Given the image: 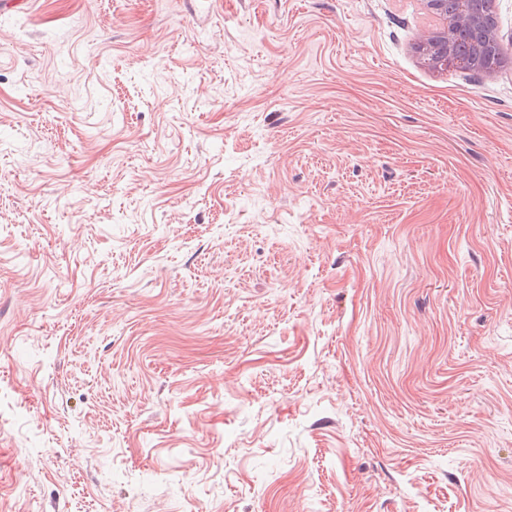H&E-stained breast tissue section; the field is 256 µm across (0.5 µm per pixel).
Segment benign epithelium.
Segmentation results:
<instances>
[{
  "label": "benign epithelium",
  "mask_w": 512,
  "mask_h": 512,
  "mask_svg": "<svg viewBox=\"0 0 512 512\" xmlns=\"http://www.w3.org/2000/svg\"><path fill=\"white\" fill-rule=\"evenodd\" d=\"M427 9L439 20L436 29L421 31L415 41V47L430 58V64L439 69H448V56L451 52L452 30L459 25H466L476 30L483 40L474 44L475 51L480 53L486 44L503 48L502 36L498 29L485 30V25L478 8V2H473L471 9L462 14L460 19L448 18L447 0H426Z\"/></svg>",
  "instance_id": "7a95c632"
}]
</instances>
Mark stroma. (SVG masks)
<instances>
[{
  "label": "stroma",
  "instance_id": "stroma-1",
  "mask_svg": "<svg viewBox=\"0 0 512 512\" xmlns=\"http://www.w3.org/2000/svg\"><path fill=\"white\" fill-rule=\"evenodd\" d=\"M437 26L0 10V512H512V45ZM478 1L479 0H475L471 9L463 13L460 19L448 18L446 9L447 0L424 1L426 2L427 9L439 20V28L422 30L415 41L414 47L415 49L418 48L430 58L429 63L434 68L447 70L448 67H450L448 66L450 64H448V56L450 55L452 47L451 34L452 30L458 25L469 26L475 29L483 39L488 40V42L480 41L474 44L475 51L478 54L482 52L487 43L496 46L502 51V36L497 28H493L490 32L485 30L483 18L478 8ZM439 35H443L444 37L442 43H438L437 41ZM496 47L490 46L481 57H474L466 51L458 50L454 53L455 58L463 62V65H458V67L468 70H474V68L478 67L482 69V71H479L480 73L485 72L483 70L501 67L505 60L503 54Z\"/></svg>",
  "mask_w": 512,
  "mask_h": 512
}]
</instances>
